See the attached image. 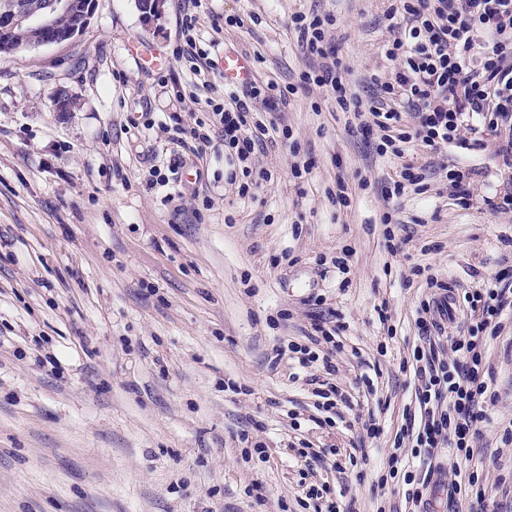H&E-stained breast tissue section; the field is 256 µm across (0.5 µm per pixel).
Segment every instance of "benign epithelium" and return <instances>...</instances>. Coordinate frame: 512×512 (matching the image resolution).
<instances>
[{
  "mask_svg": "<svg viewBox=\"0 0 512 512\" xmlns=\"http://www.w3.org/2000/svg\"><path fill=\"white\" fill-rule=\"evenodd\" d=\"M94 9V0H12L0 13V49L16 53L41 46L61 45L76 40L84 31ZM17 29H33L46 35L40 42L12 39Z\"/></svg>",
  "mask_w": 512,
  "mask_h": 512,
  "instance_id": "7a95c632",
  "label": "benign epithelium"
}]
</instances>
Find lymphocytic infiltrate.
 I'll return each instance as SVG.
<instances>
[{"label": "lymphocytic infiltrate", "mask_w": 512, "mask_h": 512, "mask_svg": "<svg viewBox=\"0 0 512 512\" xmlns=\"http://www.w3.org/2000/svg\"><path fill=\"white\" fill-rule=\"evenodd\" d=\"M395 11L400 20L393 39L383 46L386 59L396 64L395 76L389 81L371 76L369 108L348 96L347 68L330 39L332 20L318 14L291 18L305 54L319 57L320 64L302 72L288 93L313 85L332 92L338 108L350 115L349 127L373 136L377 155H401L406 143L437 154L481 149L489 134L496 156L512 169V0H398ZM277 89L271 80L250 84L243 94L213 108L211 133L178 125L169 141L179 147L193 142V152L200 157L213 138H220L237 162L229 183L240 197H253L260 183L271 178L252 165L259 146L268 139L290 137L287 126L268 117L277 104ZM472 176V170L440 161L406 163L384 194L391 199L419 192L436 178L466 208L473 200ZM413 273L424 276L426 286L442 295L421 300L417 307V341L411 357L400 364L412 374L414 400L403 410L387 474L402 484L404 512H429L430 486L441 472L434 458L445 448L460 462L447 485L449 506L465 500L476 505V512H512V486L488 482L470 465L496 397L487 343L501 335L512 315V267L497 270L478 287L457 295L466 315L450 338L439 321L447 312V283L423 275L418 267ZM343 331L340 321L315 319L305 343L274 350L276 359L292 354L301 367L323 371L315 391L319 416L314 423L319 427L334 425L337 407L353 408L356 398L376 392L373 379L364 373L353 378L350 392L337 386L336 354L344 347Z\"/></svg>", "instance_id": "f902f5d3"}]
</instances>
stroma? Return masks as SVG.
Wrapping results in <instances>:
<instances>
[{
	"label": "stroma",
	"mask_w": 512,
	"mask_h": 512,
	"mask_svg": "<svg viewBox=\"0 0 512 512\" xmlns=\"http://www.w3.org/2000/svg\"><path fill=\"white\" fill-rule=\"evenodd\" d=\"M180 5L162 0L148 25L137 0H96L74 43L0 57V512H306L304 463L293 452L301 440L364 456L343 474L328 459L316 467L342 506L400 503L395 483L377 482L413 392L400 364L426 291L406 282L417 266L468 288L512 266V213L482 203L491 187L512 186V170L488 151L462 155L460 165L476 171L472 206L436 184L406 194L398 206L408 243L390 254L382 189L403 161L426 155L378 157L349 131L334 95L314 87L277 114L292 136L257 152L272 178L255 198L225 183L234 164L221 141L201 162L180 149L183 212L174 214L166 188L146 183L148 168L170 158L173 106L162 77L194 87L182 117L204 121L230 92L225 50L252 57L257 78L297 84L313 61L288 25L312 12L333 18L349 90L362 103L370 76L387 81L395 70L382 52L393 0H201L198 38L214 69L204 87L172 55ZM216 16L244 24L217 34ZM133 43L159 53L160 65L133 58ZM62 89L75 100L63 118L53 110ZM147 110L154 126L127 134L126 120ZM298 157L313 164L303 179L290 171ZM341 179L352 193L346 207L331 199ZM343 256L345 274L335 264ZM314 293L346 326L337 385L379 371L377 394L389 402L380 438H366L347 409L331 430L315 426L312 373L268 360L278 340L302 338ZM283 312L287 324H276ZM488 360L497 399L472 463L508 481L512 444L501 428L512 422V322ZM228 381L237 392L225 390ZM292 412L304 416L296 431ZM244 431L265 459L245 456Z\"/></svg>",
	"instance_id": "stroma-1"
}]
</instances>
